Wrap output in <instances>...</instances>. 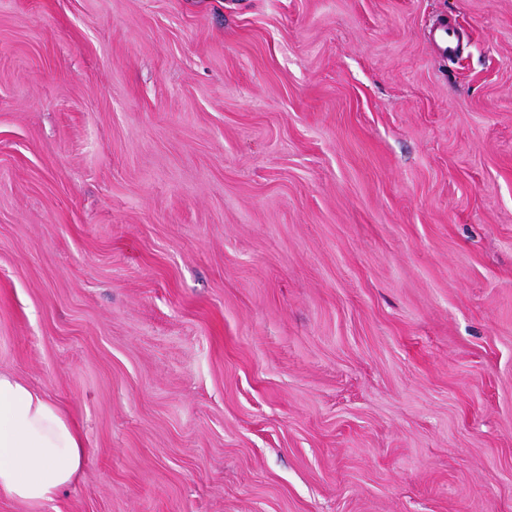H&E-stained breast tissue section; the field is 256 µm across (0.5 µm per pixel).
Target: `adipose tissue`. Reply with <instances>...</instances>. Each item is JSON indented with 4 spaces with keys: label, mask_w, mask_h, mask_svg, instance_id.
<instances>
[{
    "label": "adipose tissue",
    "mask_w": 512,
    "mask_h": 512,
    "mask_svg": "<svg viewBox=\"0 0 512 512\" xmlns=\"http://www.w3.org/2000/svg\"><path fill=\"white\" fill-rule=\"evenodd\" d=\"M85 458L66 412L0 372V494L26 504L52 500L78 479Z\"/></svg>",
    "instance_id": "adipose-tissue-1"
}]
</instances>
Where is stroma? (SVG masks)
<instances>
[{
	"label": "stroma",
	"mask_w": 512,
	"mask_h": 512,
	"mask_svg": "<svg viewBox=\"0 0 512 512\" xmlns=\"http://www.w3.org/2000/svg\"><path fill=\"white\" fill-rule=\"evenodd\" d=\"M0 371V512H512V0H0ZM85 458L66 412L0 372V494L26 504L50 501L78 479Z\"/></svg>",
	"instance_id": "35a3bbf8"
}]
</instances>
